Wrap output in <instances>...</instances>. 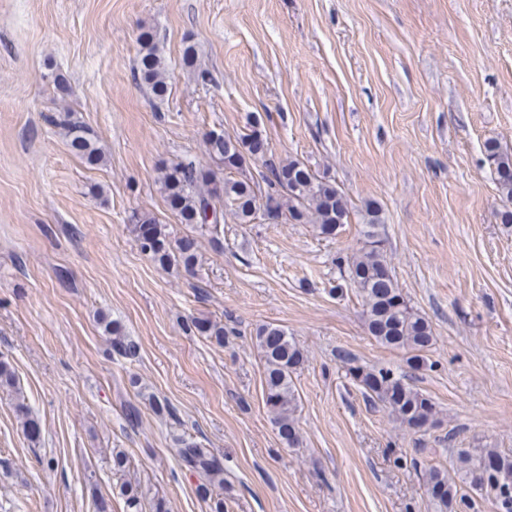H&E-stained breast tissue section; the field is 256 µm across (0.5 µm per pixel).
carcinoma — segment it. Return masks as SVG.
Segmentation results:
<instances>
[{
    "label": "carcinoma",
    "instance_id": "1",
    "mask_svg": "<svg viewBox=\"0 0 512 512\" xmlns=\"http://www.w3.org/2000/svg\"><path fill=\"white\" fill-rule=\"evenodd\" d=\"M141 49L137 76L157 97L167 89V63L153 36H140ZM69 139L72 151L87 164L104 161L98 139L67 108L53 119ZM259 113L249 116L247 132L230 137L212 130L205 137L206 152L213 162L203 168L193 159H183L160 170L159 190L171 211L182 224H193L207 230L211 240L224 234V224H253L262 212L270 221L285 220L290 224H311L318 235L329 238L345 224L351 223L353 211L344 191L330 183L317 171L298 159H275L273 154H258L264 142ZM494 181L506 200L496 213V220L512 224V155L504 153L498 143H484ZM261 164L258 176L250 167ZM362 225L361 246L336 258L341 282L330 289L343 294V284L354 288L362 300V318L368 333L381 345L401 349L408 354L406 363L412 370L426 366V353L434 336L429 320L417 311L400 288L387 260L380 227L383 210L375 201H367L358 211ZM130 231L141 250L164 269L183 270L189 275L197 271L201 254L197 240L189 235L176 237L168 225L152 212L135 211L130 216ZM110 348L118 355L133 360L138 346L127 339L113 321H103ZM188 333H197L219 343L237 334L236 328L207 319L192 318L186 322ZM255 346L264 368V403L278 436L292 447L298 441L297 395L292 375L306 360L305 353L281 325L268 323L255 333ZM346 375L361 388L372 402L383 405L401 425L419 432L437 425L435 403L410 382L409 376L386 367H367L345 360ZM177 456L189 472L207 484L224 486V468L217 457L199 442L181 436L176 439ZM462 482L491 496L498 512H512V456L495 448H461L457 453ZM425 483L435 512L471 510V498L460 492L448 475L430 469ZM128 512H142L143 491L129 482L119 484Z\"/></svg>",
    "mask_w": 512,
    "mask_h": 512
}]
</instances>
